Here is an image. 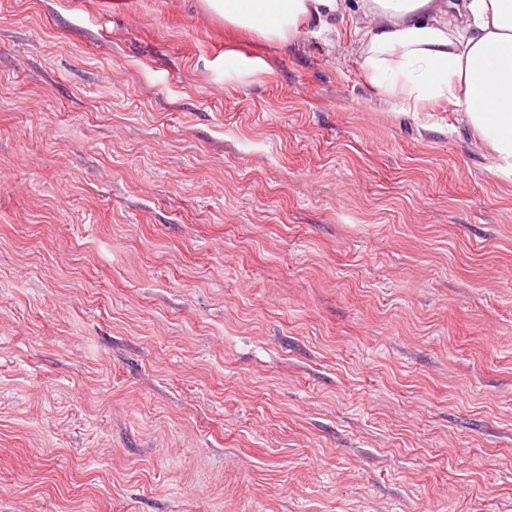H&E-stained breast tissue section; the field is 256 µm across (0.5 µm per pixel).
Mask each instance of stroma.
<instances>
[{
	"label": "stroma",
	"instance_id": "stroma-1",
	"mask_svg": "<svg viewBox=\"0 0 512 512\" xmlns=\"http://www.w3.org/2000/svg\"><path fill=\"white\" fill-rule=\"evenodd\" d=\"M348 4L0 0V512H512V177ZM348 0H203L224 22L288 44L299 30L315 25L323 30L343 21Z\"/></svg>",
	"mask_w": 512,
	"mask_h": 512
}]
</instances>
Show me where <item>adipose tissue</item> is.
<instances>
[{"instance_id":"ef3b65f1","label":"adipose tissue","mask_w":512,"mask_h":512,"mask_svg":"<svg viewBox=\"0 0 512 512\" xmlns=\"http://www.w3.org/2000/svg\"><path fill=\"white\" fill-rule=\"evenodd\" d=\"M235 28L289 43L345 19L346 0H203ZM361 69L382 97L462 110L497 171L512 172V0H361Z\"/></svg>"}]
</instances>
